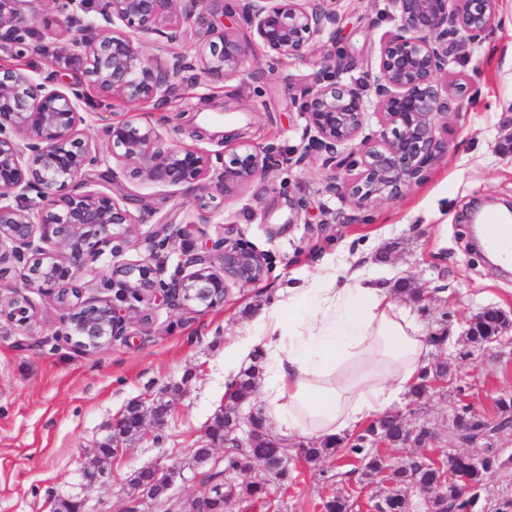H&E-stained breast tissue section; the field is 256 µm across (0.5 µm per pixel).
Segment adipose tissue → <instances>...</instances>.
<instances>
[{"instance_id": "1", "label": "adipose tissue", "mask_w": 512, "mask_h": 512, "mask_svg": "<svg viewBox=\"0 0 512 512\" xmlns=\"http://www.w3.org/2000/svg\"><path fill=\"white\" fill-rule=\"evenodd\" d=\"M264 356L263 400L283 439L319 442L386 413L417 381L429 333L373 273L343 257L331 272L282 289L224 349L232 378L253 348Z\"/></svg>"}]
</instances>
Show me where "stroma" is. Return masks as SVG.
<instances>
[{"label":"stroma","instance_id":"1","mask_svg":"<svg viewBox=\"0 0 512 512\" xmlns=\"http://www.w3.org/2000/svg\"><path fill=\"white\" fill-rule=\"evenodd\" d=\"M334 8L336 49L356 61L339 79L362 80L375 71L381 39L397 21L388 0H335ZM22 12L57 58L28 53L14 61L35 80L55 75L57 88L69 91L83 75L70 56L68 33L41 0H25ZM326 50L316 44L273 72L265 71L259 54L246 62L244 76L185 87L167 109L162 135L212 153L242 138L258 148L300 149L306 127L301 95ZM448 70L474 80L461 107L438 124L448 154L400 198L373 203L354 223H335L337 212L354 210L348 199L326 193L330 171L314 155L304 169L272 173L261 198L246 191L232 201L216 200L206 236L189 232L185 244L218 239L229 227L268 262L263 280L231 287L223 304L204 309L141 303L126 315V338L96 351L65 340L67 310L38 291L27 293L33 313L28 326L0 316V512H52L61 498L86 500L90 512H125L134 472L188 462L202 444L211 418L224 406L225 345L272 306L282 288L321 273L329 255L345 251L363 258L382 283L408 278L431 293L425 309L406 297L397 302L412 308L429 330L449 327L450 340L432 348L428 359L447 362L453 387L435 391L421 406L404 400L396 411L410 425L446 428L461 385L474 413L492 416L495 399L512 393V340L475 350L468 359L457 352L469 320L483 309L512 316V270L495 269L471 250L465 226L466 216L486 208L488 199H512V0H499L491 32L454 47ZM79 110L86 135L105 153L112 121L145 122L152 107L119 103L102 114L86 103ZM120 186L135 200L131 212L142 219L122 261L145 258L144 236L159 219L182 224L196 218L197 193L189 186H151L129 169L121 173ZM300 199L309 210L296 211ZM175 388L181 394L165 425L146 426L129 441L122 457L109 464L106 482L87 483L84 467L126 406L148 396L168 397ZM266 483L264 499L231 500L226 512H325L324 502L340 491L349 495L351 512H369L383 489L380 481L333 458L299 462L287 481Z\"/></svg>","mask_w":512,"mask_h":512}]
</instances>
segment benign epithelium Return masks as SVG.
Listing matches in <instances>:
<instances>
[{"instance_id":"7a95c632","label":"benign epithelium","mask_w":512,"mask_h":512,"mask_svg":"<svg viewBox=\"0 0 512 512\" xmlns=\"http://www.w3.org/2000/svg\"><path fill=\"white\" fill-rule=\"evenodd\" d=\"M21 0H0V49L37 50L35 31L21 25L17 5ZM64 16L72 32L76 58L83 75L96 89L100 101L129 104L151 101L160 116L144 124L119 120L110 126L109 154L131 166L142 180L160 187L194 184L198 228L206 235L211 223L206 201L208 185L217 183L228 200L248 189L260 194L271 172L302 168L309 154L323 157L324 165L342 170L346 178L329 177L327 192L348 198L363 210L378 199L394 200L424 179L428 167L448 154V142L437 136L441 116L466 91V84H442L448 72L449 53L462 39L475 40L491 29L496 0H389L397 19L395 30L380 45L372 85L344 84L336 75L354 67L351 58L335 51L323 56V67L301 105L307 117L308 145L284 154L269 145L261 150L240 142L212 155L198 147L166 141L159 132L174 90L203 76L222 82L240 75L255 47L265 53L273 70L284 60L303 56L323 37L336 38V13L329 0H240L249 32H218L197 28L193 17L205 0H46ZM122 22L142 33L160 32L171 43L196 40V53L174 54L163 63L143 55ZM376 97L374 112L381 127L365 136L368 89ZM78 90L67 94L51 83L37 84L23 68L0 65V263L25 261L22 287L0 316L21 326L30 323V307L22 289L36 288L71 310L65 335L85 351L110 345L124 335L125 313L135 302L159 296L172 306L193 302L205 309L224 303L229 288L245 286L266 273L263 256L229 235L201 247L177 246L184 231L160 219L145 236L148 256L135 262H117L128 243L135 216L113 195L87 189L88 175L119 184L116 169L84 137L85 119L77 109ZM359 141V149L346 153L343 146ZM106 166L101 171L99 167ZM39 199L26 205L29 194ZM112 259V298L81 301L76 283L83 269L105 251ZM178 253L177 270L166 280L157 264L164 253ZM264 437L251 420L239 423L236 444ZM184 477L181 468L153 465L136 472L131 482L138 497L126 512L151 499L154 483L172 484ZM199 480L202 490L184 502L170 496L157 500L165 512H212V485Z\"/></svg>"}]
</instances>
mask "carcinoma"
<instances>
[{
	"label": "carcinoma",
	"instance_id": "cac0c4a2",
	"mask_svg": "<svg viewBox=\"0 0 512 512\" xmlns=\"http://www.w3.org/2000/svg\"><path fill=\"white\" fill-rule=\"evenodd\" d=\"M511 323L512 319L497 309H488L475 318V323L468 326L469 335L463 337L462 348H484L496 342L494 333L499 320ZM448 374V363L427 366L421 379L411 388L414 402L428 398L433 393L430 381L436 376ZM260 378V366L256 363L240 371L236 385L242 393L257 390ZM477 416L471 406L465 405L456 414L454 426L462 434L472 428ZM239 416L237 406L229 405L224 409L223 417H216L213 424L217 429L231 431L237 425ZM377 433L383 436L388 445L400 447L405 445L409 434L421 445L428 444L432 437L430 425L421 424L407 426L402 420L386 413L371 422L366 429L353 440L350 445L343 444V438H333L320 445L309 444L304 448L295 449V455L314 462L323 458L351 456L361 464V472L365 476L376 477L386 467L385 458L368 447L370 435ZM279 448H265L259 443L248 444L236 448L224 458V466H231L236 457H248L257 464L275 460ZM505 465L496 452H486L477 458L450 453L441 465L436 466L421 460L396 467L389 475L391 488L387 489L383 498L382 512H410V503L406 490L419 488L430 494L432 512H473L490 475ZM266 493V484L257 481H242L224 489V499L216 504L217 512H224V505L233 498H260Z\"/></svg>",
	"mask_w": 512,
	"mask_h": 512
}]
</instances>
